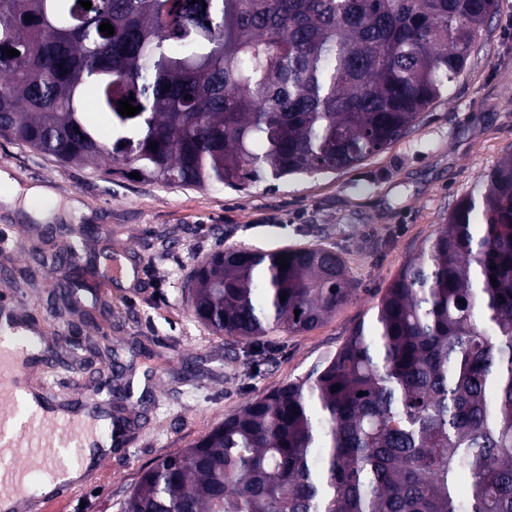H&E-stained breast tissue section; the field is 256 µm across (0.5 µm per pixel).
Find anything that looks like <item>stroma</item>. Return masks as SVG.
I'll return each mask as SVG.
<instances>
[{
    "label": "stroma",
    "instance_id": "1",
    "mask_svg": "<svg viewBox=\"0 0 512 512\" xmlns=\"http://www.w3.org/2000/svg\"><path fill=\"white\" fill-rule=\"evenodd\" d=\"M510 147L512 0H500L449 94L399 142L349 171L273 188L199 190L113 173L107 158L96 167L62 165L0 137V170L20 185L51 188L62 207L45 223L0 204V292L19 297L46 336L63 339L32 380L47 382L62 403L99 391L108 414L128 421L125 446L79 495L44 500L39 512H118L158 458L307 375ZM311 244L340 254L355 284L319 327L259 344L191 316L183 285L212 252Z\"/></svg>",
    "mask_w": 512,
    "mask_h": 512
}]
</instances>
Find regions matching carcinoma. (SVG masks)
I'll return each mask as SVG.
<instances>
[{"label": "carcinoma", "instance_id": "carcinoma-1", "mask_svg": "<svg viewBox=\"0 0 512 512\" xmlns=\"http://www.w3.org/2000/svg\"><path fill=\"white\" fill-rule=\"evenodd\" d=\"M91 3L0 0V136L63 165L241 190L398 142L463 76L499 0ZM131 95L141 110L122 116ZM354 290L320 245L220 250L186 280L200 323L254 340L313 330ZM120 509L512 512V152L334 355L159 458Z\"/></svg>", "mask_w": 512, "mask_h": 512}]
</instances>
